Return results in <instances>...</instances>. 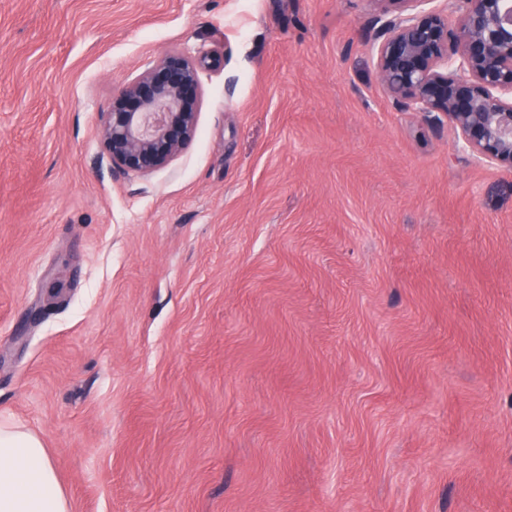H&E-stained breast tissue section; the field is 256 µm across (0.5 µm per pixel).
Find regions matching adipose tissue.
<instances>
[{
	"label": "adipose tissue",
	"mask_w": 512,
	"mask_h": 512,
	"mask_svg": "<svg viewBox=\"0 0 512 512\" xmlns=\"http://www.w3.org/2000/svg\"><path fill=\"white\" fill-rule=\"evenodd\" d=\"M0 512H70L52 457L20 428L0 427Z\"/></svg>",
	"instance_id": "adipose-tissue-1"
}]
</instances>
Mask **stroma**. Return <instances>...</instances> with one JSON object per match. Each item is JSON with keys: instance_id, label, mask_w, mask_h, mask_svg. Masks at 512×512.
Returning a JSON list of instances; mask_svg holds the SVG:
<instances>
[{"instance_id": "35a3bbf8", "label": "stroma", "mask_w": 512, "mask_h": 512, "mask_svg": "<svg viewBox=\"0 0 512 512\" xmlns=\"http://www.w3.org/2000/svg\"><path fill=\"white\" fill-rule=\"evenodd\" d=\"M379 0H0V421L71 512H512V169L396 105ZM201 66L192 143L112 98ZM201 102L197 67L181 51L164 53L113 99L102 137L122 172L165 167L192 141Z\"/></svg>"}]
</instances>
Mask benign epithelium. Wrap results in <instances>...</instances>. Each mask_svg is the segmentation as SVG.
<instances>
[{"instance_id": "1", "label": "benign epithelium", "mask_w": 512, "mask_h": 512, "mask_svg": "<svg viewBox=\"0 0 512 512\" xmlns=\"http://www.w3.org/2000/svg\"><path fill=\"white\" fill-rule=\"evenodd\" d=\"M396 13L376 47L382 81L397 102L448 117L472 151L512 168V0H463L455 28L435 9ZM201 102L197 67L164 53L113 99L102 137L122 172L165 167L192 141Z\"/></svg>"}]
</instances>
